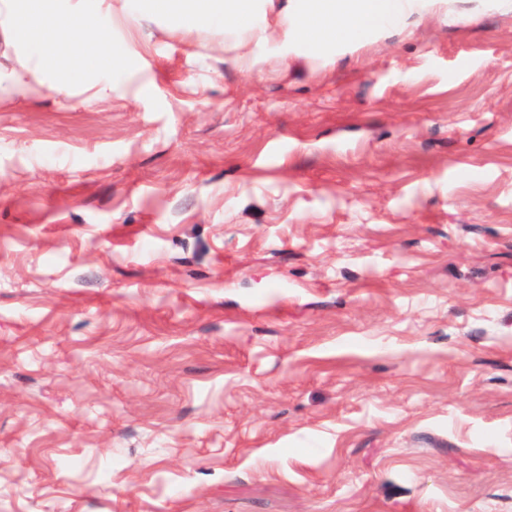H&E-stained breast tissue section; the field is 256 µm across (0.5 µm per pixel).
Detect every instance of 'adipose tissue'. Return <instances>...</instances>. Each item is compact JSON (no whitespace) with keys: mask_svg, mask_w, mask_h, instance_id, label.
<instances>
[{"mask_svg":"<svg viewBox=\"0 0 512 512\" xmlns=\"http://www.w3.org/2000/svg\"><path fill=\"white\" fill-rule=\"evenodd\" d=\"M419 5L420 0H305L298 8L283 10L279 25L298 36L315 33L330 43L351 44L398 25ZM81 21V10L74 4L64 11L58 0H0V26L19 33L26 55L37 58L44 71L66 73V81L56 86L60 93L67 92L96 61L108 57L103 49L97 57L74 61L70 46Z\"/></svg>","mask_w":512,"mask_h":512,"instance_id":"ef3b65f1","label":"adipose tissue"}]
</instances>
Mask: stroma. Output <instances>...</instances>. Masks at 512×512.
<instances>
[{"label":"stroma","instance_id":"1","mask_svg":"<svg viewBox=\"0 0 512 512\" xmlns=\"http://www.w3.org/2000/svg\"><path fill=\"white\" fill-rule=\"evenodd\" d=\"M288 3L0 33V512H512V0ZM58 0H1L0 26L15 30L26 44L25 55L36 57L43 71H64L65 82L55 85L59 93H66L72 83L79 81L89 68L99 61L108 60L105 42L96 44L100 52L76 63L69 52L72 37L82 21L77 4L62 11ZM195 5L203 1L210 2L213 14L209 16L211 22L224 24V32L228 34L226 25H232L244 31H251L249 20L255 9V0H189ZM423 0H305L283 10L279 25L297 36L318 34L322 40L351 44L364 35L397 26Z\"/></svg>","mask_w":512,"mask_h":512}]
</instances>
